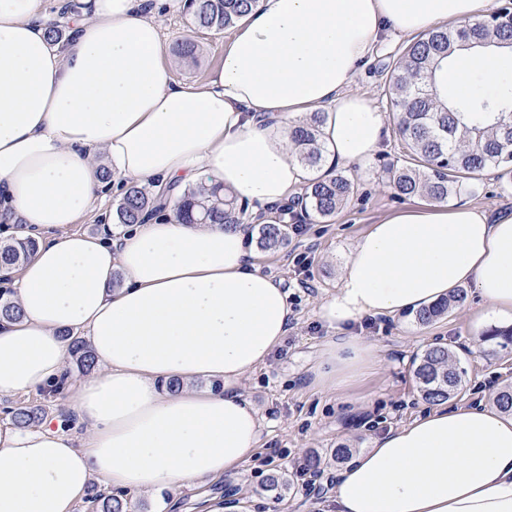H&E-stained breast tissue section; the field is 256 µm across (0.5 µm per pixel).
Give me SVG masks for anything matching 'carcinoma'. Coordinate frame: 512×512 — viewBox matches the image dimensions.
I'll return each mask as SVG.
<instances>
[{
	"instance_id": "1",
	"label": "carcinoma",
	"mask_w": 512,
	"mask_h": 512,
	"mask_svg": "<svg viewBox=\"0 0 512 512\" xmlns=\"http://www.w3.org/2000/svg\"><path fill=\"white\" fill-rule=\"evenodd\" d=\"M256 0H190L191 23L198 29L224 31L233 27ZM512 44V14L495 12L462 27L441 26L418 37L387 66L385 92L397 112L398 130L406 144L408 159L386 168L388 182L400 197L425 196L445 201L451 195L473 189L471 176L489 167L512 173V83L486 97L478 111L464 103L449 104L434 90L435 72L461 43L486 45L493 41ZM321 115L292 132L291 144L301 164L310 171L302 193L297 196L300 211L317 220L333 217L355 191V185L337 166L321 172L324 147L317 138ZM158 210L156 199L133 185L127 190L118 210L122 224H138ZM245 208L238 205L228 190L203 185L185 192L174 211V218L185 224H224L239 221ZM289 237L285 221L261 225L259 245L277 249ZM36 248L27 238L0 246V266H11ZM466 297L460 288L450 297L431 307L416 311L414 320L425 326L445 315ZM70 354L83 371L95 368V357L84 341L75 339ZM413 376L430 403L448 400L459 387L462 377L448 346L436 342L413 363ZM39 420V409L21 406L12 411V421L27 427ZM92 512H127V502L112 495L92 491L87 498Z\"/></svg>"
}]
</instances>
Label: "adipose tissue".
Wrapping results in <instances>:
<instances>
[{
  "instance_id": "adipose-tissue-1",
  "label": "adipose tissue",
  "mask_w": 512,
  "mask_h": 512,
  "mask_svg": "<svg viewBox=\"0 0 512 512\" xmlns=\"http://www.w3.org/2000/svg\"><path fill=\"white\" fill-rule=\"evenodd\" d=\"M80 2L81 19L57 41L44 0H0V222L43 238L0 272L19 308L0 320V397L58 383L76 338L100 366L69 396L82 436L0 422V512H73L94 479L174 495L253 456L262 419L240 382L295 315L257 265L250 225L270 222L308 176L292 129L322 109L333 161L365 166L387 117L353 85L383 36L475 22L489 0H257L202 84L174 79L165 60L160 20L181 0ZM509 72L512 48L459 49L436 83L471 104L474 76L493 85ZM130 180L171 209L187 185L222 186L252 221L74 231L104 186ZM467 285L480 323L512 324V213L437 201L371 225L319 307L334 334L313 386L346 390L374 363L351 324ZM173 379L175 393L164 388ZM334 502L336 512H512V413L433 409L361 452Z\"/></svg>"
}]
</instances>
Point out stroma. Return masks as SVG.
<instances>
[{
    "instance_id": "obj_1",
    "label": "stroma",
    "mask_w": 512,
    "mask_h": 512,
    "mask_svg": "<svg viewBox=\"0 0 512 512\" xmlns=\"http://www.w3.org/2000/svg\"><path fill=\"white\" fill-rule=\"evenodd\" d=\"M162 25L174 77L206 82L222 61L221 33L194 29L182 9L165 16ZM186 36L198 45L192 62L178 56V46ZM409 42L406 36H387L354 85L387 116V131L372 161L344 170L357 193L332 219H305L303 233L291 235L285 247L256 252L261 269L282 280L296 318L266 365L241 382V392L263 423L253 458L234 477L183 488L169 512H203L206 500L213 498L237 500L245 512H334L333 489L343 466L330 458V449L342 445L361 453L375 439L430 411L414 380L412 359L434 341L447 343L463 373V387L448 399V406L491 405L496 392L512 384V345L477 347L476 338L483 330L474 317L476 303L470 295L445 318L428 326L417 324L410 313L375 318L370 329L356 325L355 333L378 347L373 372L341 393H320L309 385L310 369L332 334L318 314L320 303L335 293L346 257L369 225L407 204L395 196L384 173L385 166L405 152L396 113L384 94V67ZM449 201L468 203L493 215L512 211V184L501 179L498 169L490 168L476 180L473 192L450 196ZM301 278L307 279L310 290L298 287ZM25 405L39 407L42 418L54 422L68 419L72 433L83 431L78 422L69 420L67 394L62 389L1 399L0 422L10 419L12 409ZM315 455L322 462L313 469L310 483L302 484L294 467ZM274 474L290 476L292 486L287 493L279 496L267 490Z\"/></svg>"
}]
</instances>
